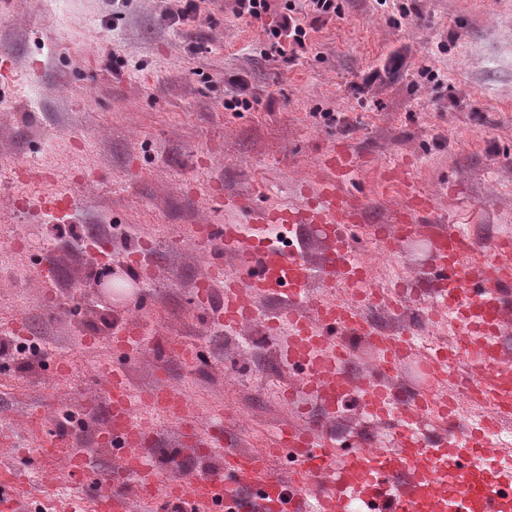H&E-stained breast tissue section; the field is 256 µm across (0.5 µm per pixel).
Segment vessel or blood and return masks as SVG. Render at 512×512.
<instances>
[{"label": "vessel or blood", "instance_id": "obj_1", "mask_svg": "<svg viewBox=\"0 0 512 512\" xmlns=\"http://www.w3.org/2000/svg\"><path fill=\"white\" fill-rule=\"evenodd\" d=\"M337 180L357 166L356 157L345 145H337L326 157ZM432 199L423 192L411 195L408 206L392 230L374 229V236L387 244L424 236L431 246V261L437 275L428 295L417 307L426 318L436 317L448 306L472 313L492 312L502 318L506 305L502 285L512 283V271L492 269L481 276L464 265V257L476 242L454 228L433 220ZM256 218L264 224L285 223L289 228L304 225L316 229L326 243L317 267H310L300 254L245 237L238 225L224 224L205 229V243L244 259L242 271L224 274L214 266L210 280L197 289L201 304L211 301L213 281L224 282V303L218 309L220 327L236 331L254 321L253 298L273 292L285 295L287 312L269 324L272 333L282 334L286 362L306 371L307 391L323 404L326 412L336 408L329 397L354 395L366 418L386 420L392 410L400 416L391 432V449L371 450L340 447L335 436L312 420L282 428L275 436L276 451L295 458L299 476L284 481L252 457L224 445L220 428L201 430L189 426L190 443H205L211 453L223 459L219 474L196 473L169 489L170 501L193 497L205 507L223 503L226 512H347L349 502L360 500L371 512H447L456 502L463 512H512V475L478 466L490 441L472 433H449L438 443L429 442L421 431L431 400L420 392L403 399L381 377L352 383L346 375L349 351L346 337L364 338L377 351L382 374L392 371L410 352L413 329L389 334L380 329L361 309L334 302L311 303L309 281L319 274L326 290L339 284L357 286L367 279L365 267L353 254L349 228L365 221V207L337 192L335 183L322 185L297 210H260ZM411 285L398 284L388 294H366V305H385L397 312L409 304ZM476 397L495 401L501 414H512V392L496 382L479 383ZM133 393L120 371H113L109 385L110 423L102 430L103 442L123 435L128 442L141 441L140 428L130 414ZM122 479L133 480L137 489L153 487L155 469L138 452L128 453ZM316 485H309V478ZM99 512H131V499L120 482L98 497Z\"/></svg>", "mask_w": 512, "mask_h": 512}]
</instances>
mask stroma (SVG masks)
<instances>
[{"label":"stroma","mask_w":512,"mask_h":512,"mask_svg":"<svg viewBox=\"0 0 512 512\" xmlns=\"http://www.w3.org/2000/svg\"><path fill=\"white\" fill-rule=\"evenodd\" d=\"M268 2L254 20L233 0H198L182 18L178 0H0V487L26 512H95L121 464L99 437L115 369L145 402L141 451L156 471L154 505L133 512H196L189 499L168 505V487L220 471L183 446L184 423L223 414L235 450L287 480L294 463L266 453L275 430L307 412L334 435L360 427L356 409L275 397L271 383L299 380L276 337L261 321L225 334L197 306L214 263L232 273L243 259L192 246V228L264 231L225 197L303 205L331 179L324 156L342 138L360 161L339 189L364 190L355 244L371 285L394 273L428 284L427 239L389 256L367 234L396 224L412 192L469 236L512 237V0H335L334 13L302 12L306 46L293 56L272 51L271 31L301 0ZM395 165L410 175L392 184ZM133 253L152 279L135 283ZM105 260L117 270L109 294L96 286ZM125 322L201 356L128 353L112 343ZM20 328L37 351H19ZM427 356L416 348L391 388L425 389ZM164 387L181 410L148 406ZM70 451L86 473L69 471Z\"/></svg>","instance_id":"1"}]
</instances>
